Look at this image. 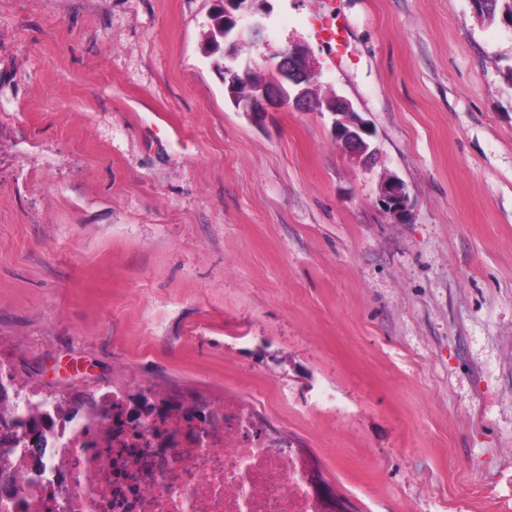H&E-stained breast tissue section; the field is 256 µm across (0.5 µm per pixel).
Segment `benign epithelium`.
Listing matches in <instances>:
<instances>
[{
	"label": "benign epithelium",
	"mask_w": 512,
	"mask_h": 512,
	"mask_svg": "<svg viewBox=\"0 0 512 512\" xmlns=\"http://www.w3.org/2000/svg\"><path fill=\"white\" fill-rule=\"evenodd\" d=\"M261 0H225L224 39L240 40L243 32L254 35L259 29L255 22L245 29L241 25L244 16L260 10ZM313 73L305 49L292 45L281 53L269 79L245 84V89L232 97V104L258 119L271 110L296 108L300 110H324L330 113L332 134L336 145L353 162L367 166L374 160L377 148L370 142V122L356 111L352 102L343 96L333 94L324 98L307 91L305 76ZM382 209L395 218L407 214L409 193L405 183L394 176L380 185L378 198Z\"/></svg>",
	"instance_id": "7a95c632"
}]
</instances>
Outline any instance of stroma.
<instances>
[{"label":"stroma","instance_id":"1","mask_svg":"<svg viewBox=\"0 0 512 512\" xmlns=\"http://www.w3.org/2000/svg\"><path fill=\"white\" fill-rule=\"evenodd\" d=\"M215 5L0 0V357L68 402L257 399L342 512H512V25L265 0L232 67L302 45L363 167L329 113L232 105ZM382 209L394 218L407 214L409 193L405 183L394 176L385 179L380 185L378 198Z\"/></svg>","mask_w":512,"mask_h":512}]
</instances>
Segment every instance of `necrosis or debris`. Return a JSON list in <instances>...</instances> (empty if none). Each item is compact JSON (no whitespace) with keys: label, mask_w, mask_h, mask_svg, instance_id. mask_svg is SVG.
<instances>
[{"label":"necrosis or debris","mask_w":512,"mask_h":512,"mask_svg":"<svg viewBox=\"0 0 512 512\" xmlns=\"http://www.w3.org/2000/svg\"><path fill=\"white\" fill-rule=\"evenodd\" d=\"M136 397L150 414L135 429ZM6 412L17 428L0 446L23 477L0 493V512H326L310 455L238 399L144 383L100 389L77 410L22 395Z\"/></svg>","instance_id":"obj_1"}]
</instances>
